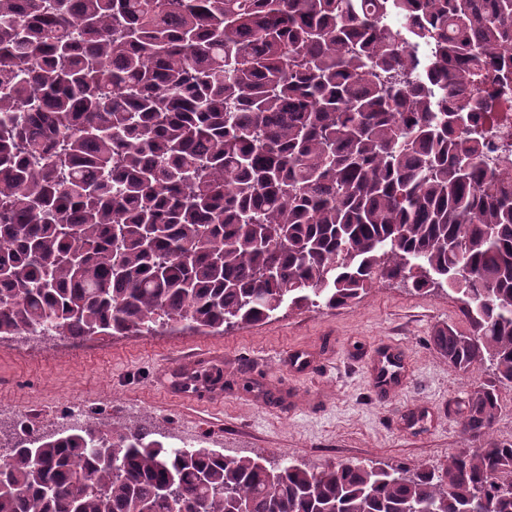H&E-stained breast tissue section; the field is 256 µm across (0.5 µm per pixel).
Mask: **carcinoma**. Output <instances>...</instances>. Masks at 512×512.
Here are the masks:
<instances>
[{
  "mask_svg": "<svg viewBox=\"0 0 512 512\" xmlns=\"http://www.w3.org/2000/svg\"><path fill=\"white\" fill-rule=\"evenodd\" d=\"M401 14L405 33L379 21ZM412 41L433 47L426 61ZM512 0H0V336L222 332L378 279L455 295L438 466L311 468L91 424L0 459V512H512ZM460 86L462 98L448 97ZM483 132L493 147L512 149V112H487L482 114L476 127ZM500 440H512V391H502V410L496 424V434Z\"/></svg>",
  "mask_w": 512,
  "mask_h": 512,
  "instance_id": "carcinoma-1",
  "label": "carcinoma"
}]
</instances>
